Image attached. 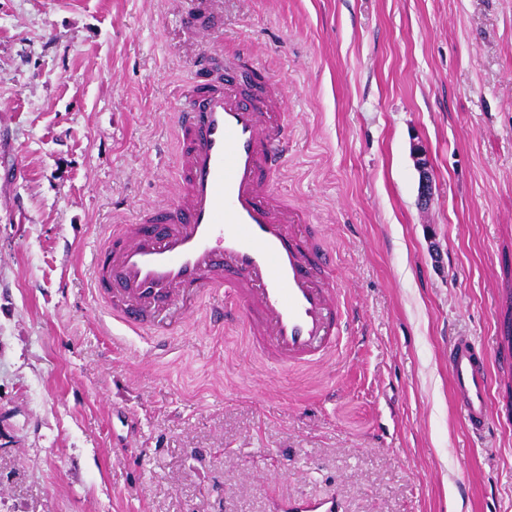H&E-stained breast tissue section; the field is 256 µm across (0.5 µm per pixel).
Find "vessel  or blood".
I'll return each mask as SVG.
<instances>
[{"mask_svg":"<svg viewBox=\"0 0 512 512\" xmlns=\"http://www.w3.org/2000/svg\"><path fill=\"white\" fill-rule=\"evenodd\" d=\"M286 96L250 58L205 52L175 107L180 179L169 203L112 228L95 259L97 297L132 332L207 291L226 301L213 327L244 322L253 348L281 366L314 365L351 336L321 225L273 185L285 163ZM448 367L467 430L491 428L485 351L453 337ZM281 512H343L334 496L290 498Z\"/></svg>","mask_w":512,"mask_h":512,"instance_id":"obj_1","label":"vessel or blood"}]
</instances>
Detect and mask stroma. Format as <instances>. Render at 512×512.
I'll use <instances>...</instances> for the list:
<instances>
[{"instance_id":"1","label":"stroma","mask_w":512,"mask_h":512,"mask_svg":"<svg viewBox=\"0 0 512 512\" xmlns=\"http://www.w3.org/2000/svg\"><path fill=\"white\" fill-rule=\"evenodd\" d=\"M0 0V512H512V0ZM288 85L274 189L305 203L357 322L282 368L213 294L160 346L91 283L171 199L170 110L206 49ZM432 197L419 202L414 145ZM487 350L468 435L448 342ZM341 501L334 496L319 498H288L281 505L280 512H342Z\"/></svg>"}]
</instances>
